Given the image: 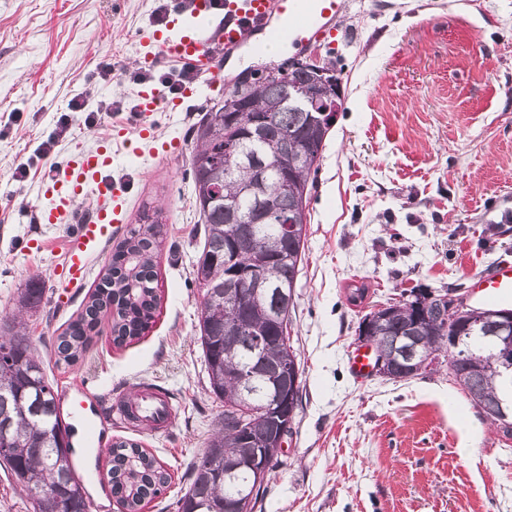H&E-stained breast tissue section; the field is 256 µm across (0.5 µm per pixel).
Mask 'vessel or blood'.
<instances>
[{"label":"vessel or blood","instance_id":"obj_1","mask_svg":"<svg viewBox=\"0 0 512 512\" xmlns=\"http://www.w3.org/2000/svg\"><path fill=\"white\" fill-rule=\"evenodd\" d=\"M346 3L347 0H192V23H183L181 17L176 16L165 30L153 31L145 37L139 63L150 68L158 59L170 58L188 65L197 81L184 87L181 97L169 101L159 88L141 86L136 107L140 117L139 137L152 136L150 118L155 112L177 110L183 100L194 98L199 83L210 82L219 76V60L231 57L243 47L253 46L260 54L271 43L318 45L335 37L336 23L346 11ZM111 165V143L67 162L63 173L51 181L59 205L44 211V221L57 223L60 212L69 211L85 194L93 193L103 200L116 196V187L106 177ZM112 227V214L104 207L77 225L75 233L66 242L65 260L60 267L69 287L78 288L84 284L91 258L102 251L112 234ZM471 281L480 304L512 308L511 262L498 263L488 274H473ZM347 361L351 374L356 379H364L373 370L374 351L368 346L354 349ZM66 399L82 421L80 455L87 459L100 453V432L92 417L93 398L82 388L67 394ZM115 415L124 422L135 416L147 418L155 430L164 431L171 425L172 409L165 392L150 388L141 391L136 402L118 405Z\"/></svg>","mask_w":512,"mask_h":512}]
</instances>
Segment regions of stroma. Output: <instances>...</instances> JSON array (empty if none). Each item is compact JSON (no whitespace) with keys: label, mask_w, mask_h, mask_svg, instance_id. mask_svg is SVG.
Masks as SVG:
<instances>
[{"label":"stroma","mask_w":512,"mask_h":512,"mask_svg":"<svg viewBox=\"0 0 512 512\" xmlns=\"http://www.w3.org/2000/svg\"><path fill=\"white\" fill-rule=\"evenodd\" d=\"M179 2L0 0V312L16 307L31 279L41 281L44 305L26 320L55 394L89 383L104 440L137 441L171 474L142 512H175L224 411L196 341L200 213L187 133L239 75L297 53L241 49L197 98L154 113L153 139H140L139 88L172 96L182 68L165 59L139 69L140 42ZM336 27L315 50L336 65L343 107L309 193L291 311L301 406L254 512H512V439L481 420L447 367L400 382L360 381L347 367L372 306L414 287L465 295L470 273L512 261V0H350ZM74 99L82 110H71ZM111 101L118 111H100ZM121 125L128 133L111 141L107 172L125 189L112 238L135 227L144 208L161 207V310L140 341L119 349L104 333L80 367H58V329L112 251L92 260L85 287L65 288L64 243L99 201L87 195L72 215L45 224L47 184ZM359 286L365 299L351 304ZM148 385L170 397L168 431L132 430L108 412ZM452 396L460 409H449Z\"/></svg>","instance_id":"stroma-1"}]
</instances>
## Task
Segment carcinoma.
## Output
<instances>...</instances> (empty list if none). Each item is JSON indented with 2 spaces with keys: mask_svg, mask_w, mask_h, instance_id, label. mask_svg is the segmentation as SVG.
<instances>
[{
  "mask_svg": "<svg viewBox=\"0 0 512 512\" xmlns=\"http://www.w3.org/2000/svg\"><path fill=\"white\" fill-rule=\"evenodd\" d=\"M292 69L253 79L224 92L248 101L250 111L238 113L237 125L244 131L255 118L264 120V134L257 141H246L240 149L229 152L224 142V102L206 109L192 128L195 143L191 159L195 204L202 217L197 233L202 240L193 266V274L203 290L199 336L211 393L224 403L216 431L208 448L193 463L188 485L176 501L177 512H235L233 503H225L224 479L248 486L256 478L245 468H236L245 441L265 443L269 421L265 406L268 393L258 383L241 393L238 372L255 368L260 362L242 335V323L253 320L269 339L264 358L286 357L298 362L291 345L288 325L277 320L280 313L290 314L293 288L305 256L306 234L285 240L266 224H251L248 218L263 205L246 189L259 176L266 178L268 196L277 194L274 169L284 163L281 145L288 139L297 145L305 160L296 165L294 179L298 196L281 198L280 205L298 212L307 206L309 181L319 167L321 152L330 130L312 126L307 117L285 104L295 86L317 88V69L337 79L336 65L293 61ZM163 225L158 220H144L119 244L101 278L98 288L87 292L83 308L55 337V365L74 366L90 352L100 334L98 315L110 314L112 344L121 348L141 337L155 319L162 305L156 272V252ZM257 269L275 287L288 285V303L282 304L269 293L236 307L224 304L215 292L229 279L225 255ZM45 289L31 282L19 297V308L37 310ZM455 324L448 309L430 307L427 316L415 320V310L404 305L391 306L381 323L368 330L375 352L433 372V361L448 357V369L469 396L479 416L499 426L500 408L512 412V377L491 362L497 347L487 340L475 357L455 358L448 353V328ZM0 448L7 454L0 465L31 500L33 512H43L36 495L44 485L57 482L63 486L58 512H89L90 501L84 485L76 476L75 452L63 426L60 407L46 378L43 360L35 354L24 323L13 321L0 327ZM110 467L108 487L116 500L125 503L127 512H141L144 503L162 495L169 487L170 473L150 451L126 440L112 443L108 449Z\"/></svg>",
  "mask_w": 512,
  "mask_h": 512,
  "instance_id": "1",
  "label": "carcinoma"
}]
</instances>
